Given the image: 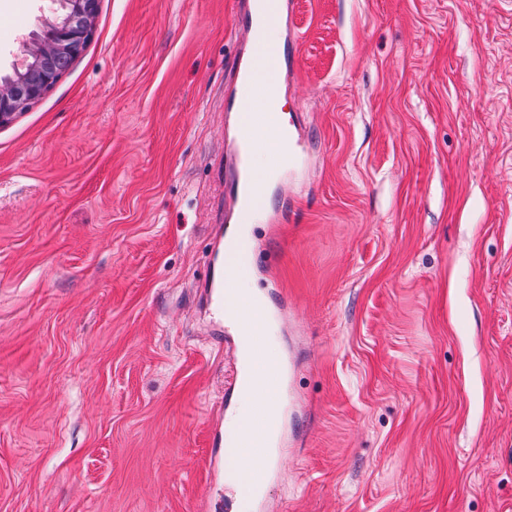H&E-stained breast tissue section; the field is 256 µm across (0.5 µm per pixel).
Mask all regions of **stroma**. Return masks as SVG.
<instances>
[{
    "mask_svg": "<svg viewBox=\"0 0 512 512\" xmlns=\"http://www.w3.org/2000/svg\"><path fill=\"white\" fill-rule=\"evenodd\" d=\"M253 3L99 0L0 126V512H256L205 467ZM55 6L0 0L1 74ZM277 31L301 163L239 253L288 366L263 512H512V0H282Z\"/></svg>",
    "mask_w": 512,
    "mask_h": 512,
    "instance_id": "obj_1",
    "label": "stroma"
}]
</instances>
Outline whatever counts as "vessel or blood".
<instances>
[{"mask_svg": "<svg viewBox=\"0 0 512 512\" xmlns=\"http://www.w3.org/2000/svg\"><path fill=\"white\" fill-rule=\"evenodd\" d=\"M265 67L270 81H277L280 56L277 50H258L254 61L241 62L238 77L248 85L246 104L251 111V123L241 130L234 152L236 176L229 187L235 203L237 218H248L253 199L262 193V186L249 173L246 158L251 153L267 156L274 170L294 162L299 156L298 131L281 133L267 105L268 89L255 79L258 67ZM242 267L227 264L226 268L213 271L209 286L211 305L216 313H223L225 289L234 287L243 275ZM238 335L248 337L251 343V373L253 384L250 392L255 400L253 411L238 421V437L234 448L229 449L240 469L247 475L254 493H261L270 476L268 440L276 428L275 415L280 402L281 372L277 365L263 355L266 339L267 310L253 299L236 296L235 312L229 320Z\"/></svg>", "mask_w": 512, "mask_h": 512, "instance_id": "vessel-or-blood-1", "label": "vessel or blood"}]
</instances>
